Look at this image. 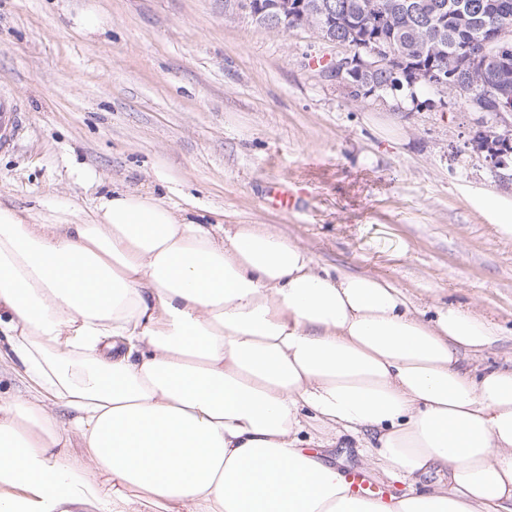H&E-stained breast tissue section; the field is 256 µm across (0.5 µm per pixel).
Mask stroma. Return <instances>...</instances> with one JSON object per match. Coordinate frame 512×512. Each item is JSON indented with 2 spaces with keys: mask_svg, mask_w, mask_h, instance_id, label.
<instances>
[{
  "mask_svg": "<svg viewBox=\"0 0 512 512\" xmlns=\"http://www.w3.org/2000/svg\"><path fill=\"white\" fill-rule=\"evenodd\" d=\"M326 51L224 0H0V84L21 107L0 149V203L81 223L116 184L214 222L265 224L420 307L477 310L500 333L464 364L512 369V238L477 201L512 195V164L492 168L472 146L512 125L445 92L419 110L399 92L352 99L310 67ZM278 180L295 208L265 205Z\"/></svg>",
  "mask_w": 512,
  "mask_h": 512,
  "instance_id": "stroma-1",
  "label": "stroma"
}]
</instances>
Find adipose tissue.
I'll use <instances>...</instances> for the list:
<instances>
[{
  "instance_id": "ef3b65f1",
  "label": "adipose tissue",
  "mask_w": 512,
  "mask_h": 512,
  "mask_svg": "<svg viewBox=\"0 0 512 512\" xmlns=\"http://www.w3.org/2000/svg\"><path fill=\"white\" fill-rule=\"evenodd\" d=\"M496 336L150 192L80 224L0 206V347L30 381L0 399V512H512V370L460 364ZM367 428L372 470L446 482L360 499L304 450Z\"/></svg>"
}]
</instances>
